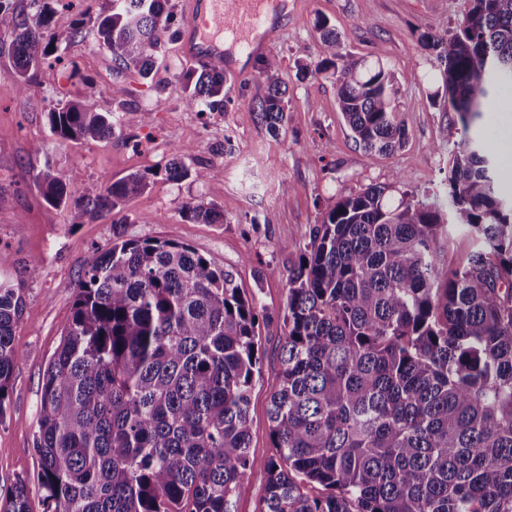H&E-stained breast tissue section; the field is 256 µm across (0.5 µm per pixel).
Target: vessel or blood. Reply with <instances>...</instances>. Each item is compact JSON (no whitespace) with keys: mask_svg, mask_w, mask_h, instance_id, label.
Segmentation results:
<instances>
[{"mask_svg":"<svg viewBox=\"0 0 512 512\" xmlns=\"http://www.w3.org/2000/svg\"><path fill=\"white\" fill-rule=\"evenodd\" d=\"M287 8L286 0L276 7L269 0H185L183 53L225 71L238 70L240 63L269 54L277 21ZM228 28L243 34L238 50L224 47L223 33Z\"/></svg>","mask_w":512,"mask_h":512,"instance_id":"1","label":"vessel or blood"}]
</instances>
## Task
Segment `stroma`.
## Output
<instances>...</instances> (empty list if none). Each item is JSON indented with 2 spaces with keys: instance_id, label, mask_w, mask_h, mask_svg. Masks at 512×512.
<instances>
[{
  "instance_id": "1",
  "label": "stroma",
  "mask_w": 512,
  "mask_h": 512,
  "mask_svg": "<svg viewBox=\"0 0 512 512\" xmlns=\"http://www.w3.org/2000/svg\"><path fill=\"white\" fill-rule=\"evenodd\" d=\"M108 0H71L58 6L50 32L60 46L52 83L20 92L0 58V189L11 203L0 210V246L14 264L0 272L23 299L14 344L10 399L0 418V494L16 479L32 478L38 461L32 451L44 372L72 319L74 286L94 253L117 236L170 240L189 245L233 273L246 293L255 294L268 323L260 329L261 370L249 405L251 454L275 457L269 405L280 385V351L288 329V270L309 241L314 225L343 194L370 186L387 187L392 203L444 195L448 150L461 134L457 113L435 102L442 88L433 55L419 33L454 29L470 0H301L273 43L279 66L265 75L259 64L224 83V115L198 111L173 87L187 63L180 42L166 47L156 79L165 92L148 88L135 74H116L110 54L98 43L93 21L81 38L68 33L85 9L107 11ZM326 19L340 38L344 55L382 60L394 72L407 110L405 146L389 157L359 148L336 107L329 75L301 73L318 60L317 19ZM288 89V112L279 133L256 120L253 110L270 82ZM96 95L131 103L114 135L102 142H59L47 113L59 102ZM152 121H139V110ZM192 148L197 161L221 168L208 181H173L159 170L178 147ZM52 167L71 192L94 194L132 173L150 175L141 195L111 214L77 224L70 208L48 204L33 181ZM402 182H395L394 172ZM204 202L223 212L220 224L195 223L183 216L187 202Z\"/></svg>"
}]
</instances>
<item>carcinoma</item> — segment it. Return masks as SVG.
<instances>
[{
  "label": "carcinoma",
  "mask_w": 512,
  "mask_h": 512,
  "mask_svg": "<svg viewBox=\"0 0 512 512\" xmlns=\"http://www.w3.org/2000/svg\"><path fill=\"white\" fill-rule=\"evenodd\" d=\"M31 0L35 21L8 39L11 76L26 91L53 79L44 67L55 4ZM116 72L148 79L175 40L163 0H111L96 18ZM319 73L332 72L336 102L355 143L390 155L407 139L395 76L351 59L319 19ZM448 108L462 135L451 151L444 200H387L372 186L340 196L288 275V336L269 419L278 458L250 454L248 409L260 372L255 295L190 246L127 239L95 253L75 286L74 311L43 377L37 491L16 481L0 512H231L238 483L265 485L261 512H512V202L477 122L491 94L512 84V0H471L453 32H424ZM186 103L224 112V73L208 64L176 75ZM271 84L257 119L271 131L287 112ZM151 113L101 100L47 112L62 142H99L119 113ZM179 147L161 171L190 169ZM44 199L77 220L122 207L149 185L130 174L76 196L54 171L34 177ZM184 217L221 224L212 206ZM471 235L466 262L444 259L451 230ZM22 297L0 280V418L19 352Z\"/></svg>",
  "instance_id": "1"
}]
</instances>
